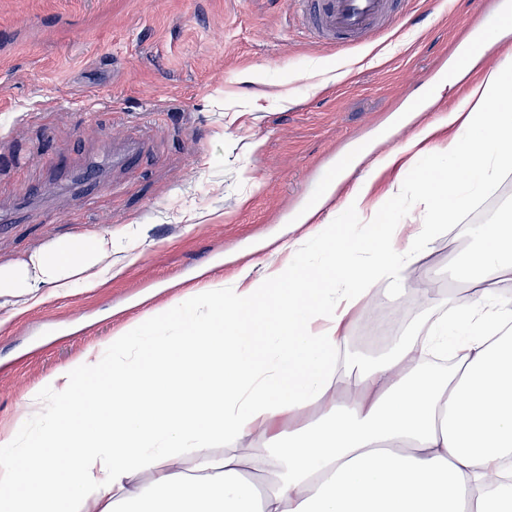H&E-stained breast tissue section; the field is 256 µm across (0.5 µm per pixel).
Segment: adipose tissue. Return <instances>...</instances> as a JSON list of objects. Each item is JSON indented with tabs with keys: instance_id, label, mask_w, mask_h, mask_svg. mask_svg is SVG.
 Instances as JSON below:
<instances>
[{
	"instance_id": "obj_1",
	"label": "adipose tissue",
	"mask_w": 512,
	"mask_h": 512,
	"mask_svg": "<svg viewBox=\"0 0 512 512\" xmlns=\"http://www.w3.org/2000/svg\"><path fill=\"white\" fill-rule=\"evenodd\" d=\"M511 168L502 62L344 193L341 211L364 224L310 209L260 274L244 266L43 376L0 436V512H512V223L469 225L475 264L456 273L468 303L380 360L343 353L378 282L389 301L435 309L437 223ZM388 171L395 200L416 175L432 223L370 205ZM112 252L108 231L50 239L0 264V298L21 313L47 287H100L124 270Z\"/></svg>"
}]
</instances>
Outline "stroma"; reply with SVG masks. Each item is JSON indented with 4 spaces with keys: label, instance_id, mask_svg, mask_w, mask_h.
<instances>
[{
    "label": "stroma",
    "instance_id": "35a3bbf8",
    "mask_svg": "<svg viewBox=\"0 0 512 512\" xmlns=\"http://www.w3.org/2000/svg\"><path fill=\"white\" fill-rule=\"evenodd\" d=\"M512 0H404L365 43L313 42L291 0H0V262L49 239L111 231L130 264L94 291L46 293L22 315L0 307V426L48 372L190 288L262 271L298 216L321 201L312 172L359 143L384 153L414 126L396 111L444 84L452 103L473 76L447 68L461 27ZM131 147L87 198L67 175ZM512 215V172L443 231L427 258L440 299L473 254L471 224ZM425 318L377 299L353 320L348 352L381 348Z\"/></svg>",
    "mask_w": 512,
    "mask_h": 512
}]
</instances>
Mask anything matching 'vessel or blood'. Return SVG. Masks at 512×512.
Returning a JSON list of instances; mask_svg holds the SVG:
<instances>
[{
    "mask_svg": "<svg viewBox=\"0 0 512 512\" xmlns=\"http://www.w3.org/2000/svg\"><path fill=\"white\" fill-rule=\"evenodd\" d=\"M402 0H294L309 22L313 39L325 45H351L373 28L392 22Z\"/></svg>",
    "mask_w": 512,
    "mask_h": 512,
    "instance_id": "b4317fda",
    "label": "vessel or blood"
}]
</instances>
